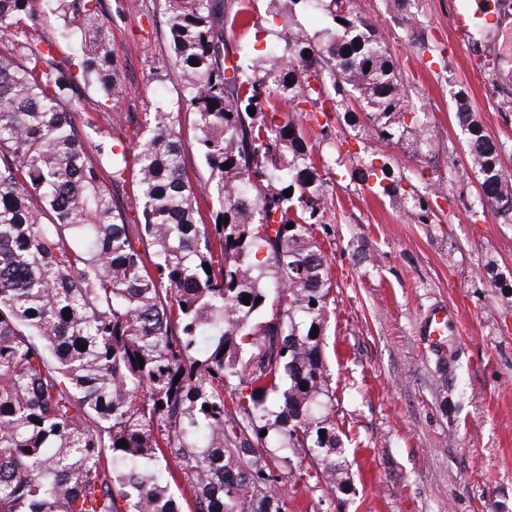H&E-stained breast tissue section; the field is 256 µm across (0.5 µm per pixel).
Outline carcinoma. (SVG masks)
Returning a JSON list of instances; mask_svg holds the SVG:
<instances>
[{
	"instance_id": "1",
	"label": "carcinoma",
	"mask_w": 512,
	"mask_h": 512,
	"mask_svg": "<svg viewBox=\"0 0 512 512\" xmlns=\"http://www.w3.org/2000/svg\"><path fill=\"white\" fill-rule=\"evenodd\" d=\"M35 2L0 0V27L39 23ZM159 2L203 185L188 174L174 113L158 108L135 150L91 141L53 44L24 39L0 53V512H182L173 484L189 490L193 512H288L275 487L306 467L328 491H350L324 357L326 265L310 232L318 171L313 147L277 112L283 101L347 115L357 106L378 138L418 151L424 123L401 120L398 66L343 0L326 5L325 40L283 29L278 46L230 75L224 25L238 15L224 0ZM60 7L82 18V73L118 93L102 0ZM456 116L480 207L512 222L499 145L462 92ZM105 168L115 187L135 172L139 223L126 222ZM380 172L375 188L389 196L397 184ZM206 197L217 203L210 224ZM160 460L173 462L164 478Z\"/></svg>"
}]
</instances>
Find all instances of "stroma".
<instances>
[{
  "label": "stroma",
  "mask_w": 512,
  "mask_h": 512,
  "mask_svg": "<svg viewBox=\"0 0 512 512\" xmlns=\"http://www.w3.org/2000/svg\"><path fill=\"white\" fill-rule=\"evenodd\" d=\"M246 21L224 30L229 51L254 57L285 23L320 36L323 10L273 13L268 0H224ZM456 0H350L374 24L398 62L409 105L425 111L427 142L383 144L364 113L310 119L293 104L279 119L304 132L316 160L323 203L314 240L327 265L325 359L346 435L352 488L328 496L312 475L279 484L289 512H512V224L479 211V184L464 152L456 91L473 119L502 146L512 175V20L492 37L450 26ZM119 59L121 91L105 96L82 77L75 38L61 19L28 29L55 42L78 76L79 128L135 139L163 107L179 116L192 179L208 170L196 149L195 115L173 66L158 0H103ZM384 160L402 190L424 197L428 220L401 197L371 193L362 176ZM456 308V356H440L419 334L427 310Z\"/></svg>",
  "instance_id": "stroma-1"
}]
</instances>
